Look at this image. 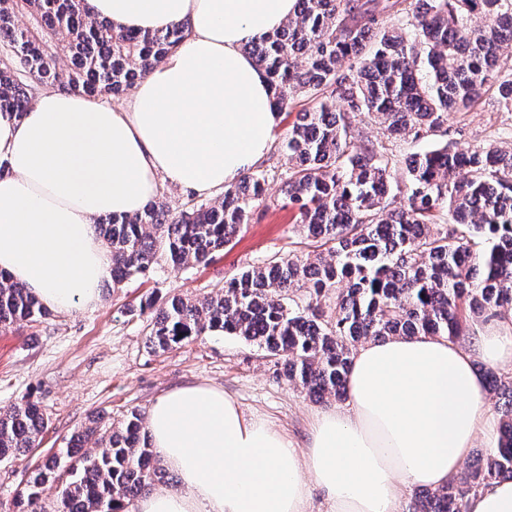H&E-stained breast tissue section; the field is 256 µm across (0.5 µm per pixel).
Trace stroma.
Instances as JSON below:
<instances>
[{"label":"stroma","mask_w":512,"mask_h":512,"mask_svg":"<svg viewBox=\"0 0 512 512\" xmlns=\"http://www.w3.org/2000/svg\"><path fill=\"white\" fill-rule=\"evenodd\" d=\"M494 94V88H485L471 112L450 114L446 133L421 142L386 140L366 115H351L355 143L387 144L399 160L447 144L495 142L510 147L512 112L500 110ZM316 249L282 208L280 183L274 180L252 222L207 264L175 269L163 263L150 278L105 286L95 309L55 312L39 323L0 330V411L32 398L48 419L39 447L14 462L0 463V512H12L29 471L65 447L89 417L104 412L117 421L132 410L147 413L161 394L176 387L223 388L245 416L262 417L294 441L304 442L315 414L338 407V400H312L288 383L275 357L236 336L209 332L171 350L152 351L146 344L149 317L138 305L147 298L160 305L174 295L201 301L244 267L276 254L304 258Z\"/></svg>","instance_id":"stroma-1"}]
</instances>
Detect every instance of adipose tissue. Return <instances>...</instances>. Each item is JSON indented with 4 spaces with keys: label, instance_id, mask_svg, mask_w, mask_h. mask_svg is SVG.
Listing matches in <instances>:
<instances>
[{
    "label": "adipose tissue",
    "instance_id": "adipose-tissue-1",
    "mask_svg": "<svg viewBox=\"0 0 512 512\" xmlns=\"http://www.w3.org/2000/svg\"><path fill=\"white\" fill-rule=\"evenodd\" d=\"M118 30L189 27L122 103L39 91L22 118L0 113V271L49 310L96 308L112 256L95 222L131 216L161 186L223 191L270 149L280 117L243 46L280 28L295 0H89ZM512 363V320L467 344L395 336L356 352L344 406L317 414L299 444L245 416L223 389L194 384L152 404L151 448L179 478L136 512H400L406 495L456 480L477 435L498 422L482 366ZM468 512H512V480L485 483Z\"/></svg>",
    "mask_w": 512,
    "mask_h": 512
}]
</instances>
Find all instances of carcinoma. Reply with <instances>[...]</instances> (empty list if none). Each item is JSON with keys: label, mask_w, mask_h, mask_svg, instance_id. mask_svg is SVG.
Here are the masks:
<instances>
[{"label": "carcinoma", "mask_w": 512, "mask_h": 512, "mask_svg": "<svg viewBox=\"0 0 512 512\" xmlns=\"http://www.w3.org/2000/svg\"><path fill=\"white\" fill-rule=\"evenodd\" d=\"M25 18L23 25L16 16ZM185 26L115 31L91 14L88 0H0V111L21 118L32 81L92 98L133 88L184 39ZM512 0H296V13L243 50L266 73L274 103L287 111L306 95L281 144L283 162L257 165L213 204L191 201L178 212L152 201L98 228L112 252V283L149 277L160 261L204 264L251 223L278 179L293 223L321 243L314 259L273 257L227 279L203 302L174 296L151 313L147 342L165 351L207 331L257 345L283 365L285 379L317 400L346 394L357 344L419 334L459 340L467 316L512 311V147L490 143L415 153L407 181L393 187L394 155L357 146L347 114L377 121L387 139L425 140L444 131L450 112H468L482 90L512 112ZM65 57L66 67L57 58ZM309 288L299 305L294 288ZM334 299L324 309L321 298ZM49 311L0 272V328L37 322ZM504 398L497 447L464 476L415 492L407 512H468L485 483L512 479V380L484 371ZM31 399L0 411V461L39 446L45 429ZM99 434L101 451L85 449ZM142 417L117 424L99 416L66 447L31 471L14 512H44L41 496L60 484L54 512H124L159 479Z\"/></svg>", "instance_id": "carcinoma-1"}]
</instances>
